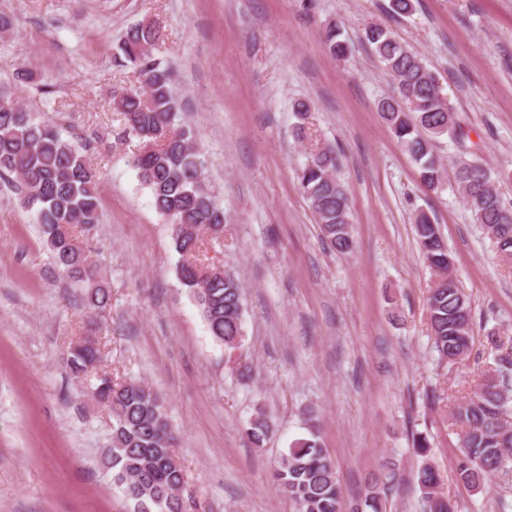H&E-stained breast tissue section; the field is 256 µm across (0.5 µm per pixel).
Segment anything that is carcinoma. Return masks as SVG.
<instances>
[{
  "instance_id": "obj_1",
  "label": "carcinoma",
  "mask_w": 512,
  "mask_h": 512,
  "mask_svg": "<svg viewBox=\"0 0 512 512\" xmlns=\"http://www.w3.org/2000/svg\"><path fill=\"white\" fill-rule=\"evenodd\" d=\"M339 36L334 24L324 32V47L333 57L348 53ZM161 39L159 27L151 21L127 30L114 62L137 72L146 90L115 100L114 110L124 138L138 141L132 165L154 208L168 221L171 246L181 257L178 279L193 295L213 338L231 350L244 338L242 284L232 271L210 276L209 266L200 259L205 239L218 237L227 218L205 185V160L197 134L180 122L183 106L172 90L169 67L155 56ZM365 39L398 91L380 99L377 112L418 165L422 183L431 191L447 181L454 183L467 201L473 222L493 232L496 257L512 265V205H506L496 189L494 172L462 156L445 164L433 152V140L440 136L465 137L437 75L382 26H367ZM86 151L87 147L64 138L55 125L18 106L12 91L0 85V177L13 178L21 204L41 225L59 271L84 291L89 307L104 310L111 301L110 283L81 240L96 229L101 216L99 177ZM337 168L333 151L317 148L308 155L298 178L330 248L348 252L352 248L350 192ZM415 233L428 264L438 272L448 270L451 255L427 214H418ZM428 319L440 360L452 364L470 354L472 308L458 285L440 282L430 290ZM101 358L97 344L77 345L68 359L71 375L85 377ZM93 395L112 418L107 461L113 483L132 512H183L178 492L186 483V473L174 453L176 437L164 400L140 382L109 377L100 378ZM451 414L462 448L457 474L465 486L479 488L512 473V435L502 431L503 417L512 416V358L499 359ZM272 429V421L260 411L245 432L259 447ZM414 449L422 458L417 482L424 512H456L452 499L441 492L442 478L429 458L427 439L414 440ZM277 481L298 512H341L336 466L314 432L292 442L281 455ZM388 490L387 483L371 480L361 512H387Z\"/></svg>"
}]
</instances>
